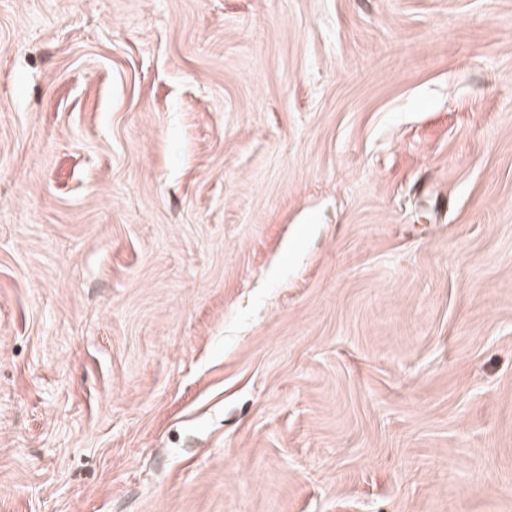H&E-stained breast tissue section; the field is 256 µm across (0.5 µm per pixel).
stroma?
<instances>
[{"label": "stroma", "instance_id": "obj_1", "mask_svg": "<svg viewBox=\"0 0 512 512\" xmlns=\"http://www.w3.org/2000/svg\"><path fill=\"white\" fill-rule=\"evenodd\" d=\"M0 512H512V0H0Z\"/></svg>", "mask_w": 512, "mask_h": 512}]
</instances>
